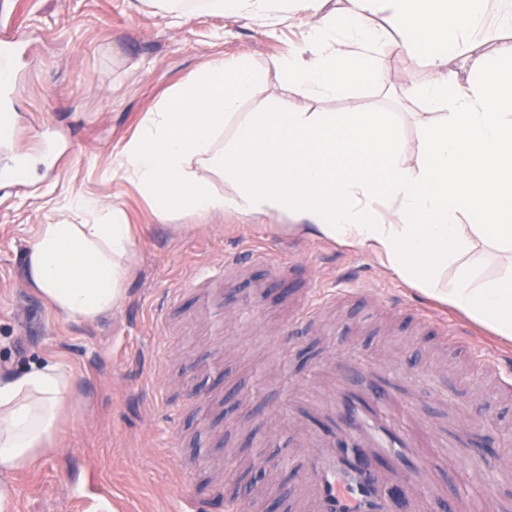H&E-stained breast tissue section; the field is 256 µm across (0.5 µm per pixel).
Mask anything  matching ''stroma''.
I'll list each match as a JSON object with an SVG mask.
<instances>
[{
    "label": "stroma",
    "instance_id": "35a3bbf8",
    "mask_svg": "<svg viewBox=\"0 0 512 512\" xmlns=\"http://www.w3.org/2000/svg\"><path fill=\"white\" fill-rule=\"evenodd\" d=\"M21 32L9 81L12 145L0 144V170L29 160L22 181L0 187V365L20 370L47 361L70 369L73 392L57 447L17 474L15 512H99L85 495L96 470L112 512H183V465L195 470L203 512L249 500L279 512L295 490V450L283 429L290 387L343 359L400 364L414 393L430 396L429 420L479 424L476 440L493 454L448 449L439 481L448 498L466 494L460 460L489 474L512 469V400L477 393L468 366L436 350V328L461 335L477 360L512 350L448 304L396 276L375 253L303 236L284 215L184 214L162 219L156 203L117 173L115 159L156 110L212 57L243 58L258 68L295 53L310 17L264 27L205 10L163 17L146 0H8ZM430 74L417 57H390L385 88H358L326 99L288 93L268 73L264 94L299 112H385L407 164L417 159L418 103L403 90ZM76 195L121 209L136 232L126 301L94 322L55 314L28 282L26 253L39 225L63 219ZM263 252L267 264L235 272L234 287L211 312L198 305L190 278L224 257ZM305 263L316 292L337 299L318 319L295 316L298 288L286 267ZM176 447H167L169 435ZM278 469L265 488L245 485L257 457Z\"/></svg>",
    "mask_w": 512,
    "mask_h": 512
}]
</instances>
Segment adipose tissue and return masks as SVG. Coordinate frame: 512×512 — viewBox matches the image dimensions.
I'll list each match as a JSON object with an SVG mask.
<instances>
[{
    "mask_svg": "<svg viewBox=\"0 0 512 512\" xmlns=\"http://www.w3.org/2000/svg\"><path fill=\"white\" fill-rule=\"evenodd\" d=\"M329 2L202 5L258 24L291 7L316 13L307 43L270 63L311 98L382 86L393 53L423 58L431 79L405 92L426 107L415 165L404 162L380 112H291L265 98L225 135L227 118L262 90L265 71L219 57L148 114L120 152L118 172L162 199L168 216L289 211L297 232L370 249L402 280L512 341V274L481 279L459 266L454 279L445 276L468 246L460 217L492 244L512 247V0L492 26L487 0H349L339 25ZM379 12L381 28L372 24ZM486 41L497 42L494 56L483 53ZM458 56L468 75L449 68ZM341 147L363 165L337 168ZM135 245L111 207L93 224H43L28 248L27 277L59 316L94 321L124 304ZM72 387L59 363L0 369V512L14 510V474L56 444Z\"/></svg>",
    "mask_w": 512,
    "mask_h": 512,
    "instance_id": "adipose-tissue-1",
    "label": "adipose tissue"
}]
</instances>
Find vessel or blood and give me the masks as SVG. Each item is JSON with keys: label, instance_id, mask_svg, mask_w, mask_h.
Segmentation results:
<instances>
[{"label": "vessel or blood", "instance_id": "b4317fda", "mask_svg": "<svg viewBox=\"0 0 512 512\" xmlns=\"http://www.w3.org/2000/svg\"><path fill=\"white\" fill-rule=\"evenodd\" d=\"M244 265L225 258L191 285L223 283L225 273ZM361 375L367 384L357 389L336 372L328 395L298 401L288 413L299 458L296 512H471V497L447 500L436 479L430 451L447 447V430L419 415L406 380H392L378 366ZM392 405L402 413L397 426L385 412ZM459 472L481 487L490 512H505L485 467L467 463Z\"/></svg>", "mask_w": 512, "mask_h": 512}]
</instances>
